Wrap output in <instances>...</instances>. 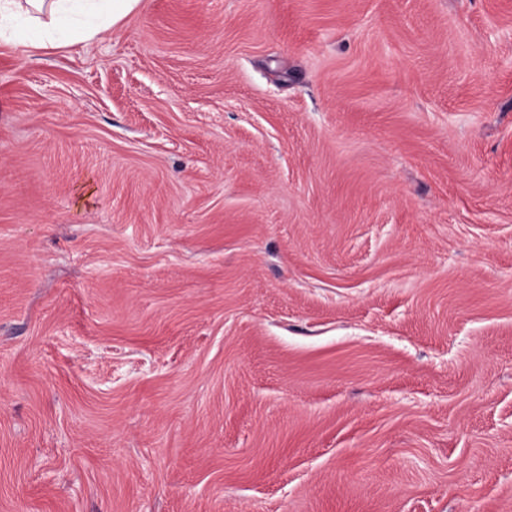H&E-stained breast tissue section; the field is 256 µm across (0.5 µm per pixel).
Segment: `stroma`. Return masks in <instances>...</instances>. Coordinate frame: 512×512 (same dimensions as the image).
I'll return each instance as SVG.
<instances>
[{
  "mask_svg": "<svg viewBox=\"0 0 512 512\" xmlns=\"http://www.w3.org/2000/svg\"><path fill=\"white\" fill-rule=\"evenodd\" d=\"M0 512H512V0L0 40Z\"/></svg>",
  "mask_w": 512,
  "mask_h": 512,
  "instance_id": "obj_1",
  "label": "stroma"
}]
</instances>
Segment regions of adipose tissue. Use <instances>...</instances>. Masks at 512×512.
<instances>
[{
  "instance_id": "1",
  "label": "adipose tissue",
  "mask_w": 512,
  "mask_h": 512,
  "mask_svg": "<svg viewBox=\"0 0 512 512\" xmlns=\"http://www.w3.org/2000/svg\"><path fill=\"white\" fill-rule=\"evenodd\" d=\"M142 0H0V39L29 37L45 47L44 32L74 31L90 39L135 11Z\"/></svg>"
}]
</instances>
